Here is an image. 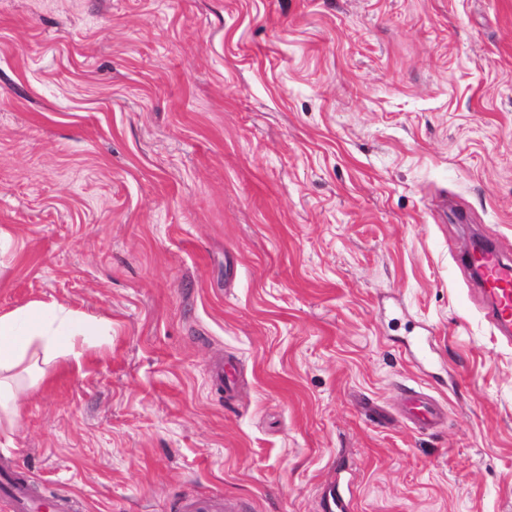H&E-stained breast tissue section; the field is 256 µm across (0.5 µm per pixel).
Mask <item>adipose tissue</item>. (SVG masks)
Returning <instances> with one entry per match:
<instances>
[{"label":"adipose tissue","instance_id":"ef3b65f1","mask_svg":"<svg viewBox=\"0 0 512 512\" xmlns=\"http://www.w3.org/2000/svg\"><path fill=\"white\" fill-rule=\"evenodd\" d=\"M111 333V321L56 301H35L0 313V431L17 429L23 403L58 359L81 369L84 346Z\"/></svg>","mask_w":512,"mask_h":512}]
</instances>
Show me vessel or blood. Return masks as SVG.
Segmentation results:
<instances>
[{
	"label": "vessel or blood",
	"mask_w": 512,
	"mask_h": 512,
	"mask_svg": "<svg viewBox=\"0 0 512 512\" xmlns=\"http://www.w3.org/2000/svg\"><path fill=\"white\" fill-rule=\"evenodd\" d=\"M469 265L478 267L477 284L481 292L491 301L486 317L497 331L512 333V265L505 263L494 246H487L479 253L468 256ZM407 419L422 429L435 430L442 426L444 415L441 408L420 392L408 395ZM15 512H54L51 503L33 502L25 492L12 482L0 484ZM353 502L348 488L334 485L323 499V512H352ZM191 512H239L235 500L200 498L190 506Z\"/></svg>",
	"instance_id": "1"
}]
</instances>
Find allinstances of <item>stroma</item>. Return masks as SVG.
I'll return each mask as SVG.
<instances>
[{"instance_id":"stroma-1","label":"stroma","mask_w":512,"mask_h":512,"mask_svg":"<svg viewBox=\"0 0 512 512\" xmlns=\"http://www.w3.org/2000/svg\"><path fill=\"white\" fill-rule=\"evenodd\" d=\"M0 226V312L112 322L0 434L69 512H512V0H0ZM466 261L470 269L477 266L479 277L476 279L480 291L492 300L486 318L493 328L505 335L510 341L512 333V266L505 263L499 250L488 245L473 255L468 254ZM507 330V331H505ZM406 419L422 429L435 430L443 425L442 409L418 391L408 394ZM322 510L323 512L353 511V502L348 484L346 488L340 485V482L334 485L323 499ZM191 512H238L240 509L235 500L224 498L223 501L213 498H199L190 506Z\"/></svg>"}]
</instances>
